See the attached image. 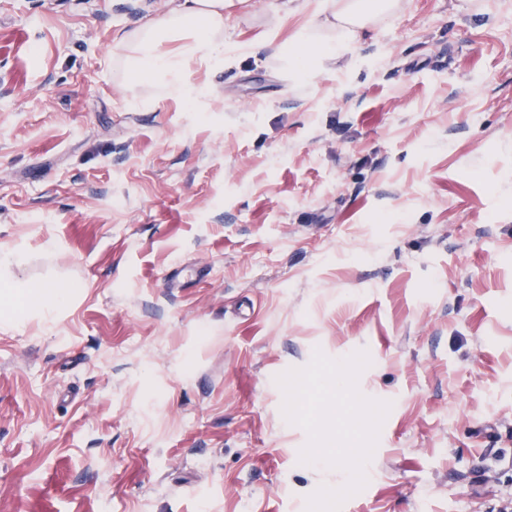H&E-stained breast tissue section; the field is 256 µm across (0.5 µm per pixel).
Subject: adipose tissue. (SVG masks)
Listing matches in <instances>:
<instances>
[{
    "label": "adipose tissue",
    "instance_id": "1",
    "mask_svg": "<svg viewBox=\"0 0 512 512\" xmlns=\"http://www.w3.org/2000/svg\"><path fill=\"white\" fill-rule=\"evenodd\" d=\"M225 0H179L167 14L126 33L121 42L130 74L158 83L178 94H188L186 74L192 62L223 52ZM396 0H327L310 29L300 37V50L291 64L305 77H313L327 59L356 44L369 23L392 15ZM333 34L317 38L319 30Z\"/></svg>",
    "mask_w": 512,
    "mask_h": 512
}]
</instances>
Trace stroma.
Wrapping results in <instances>:
<instances>
[{"label": "stroma", "instance_id": "stroma-1", "mask_svg": "<svg viewBox=\"0 0 512 512\" xmlns=\"http://www.w3.org/2000/svg\"><path fill=\"white\" fill-rule=\"evenodd\" d=\"M320 0L224 11L193 99L121 36L173 0H0V512H304L278 375L391 409L340 512L512 499V0H399L299 79ZM26 294L29 307L47 310H55L63 306L69 296L66 289L41 284L29 286Z\"/></svg>", "mask_w": 512, "mask_h": 512}]
</instances>
